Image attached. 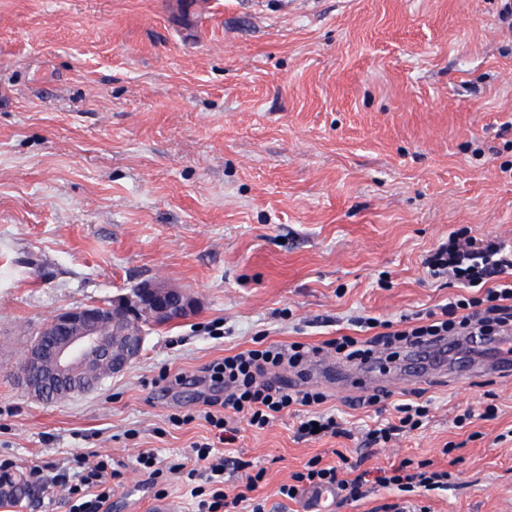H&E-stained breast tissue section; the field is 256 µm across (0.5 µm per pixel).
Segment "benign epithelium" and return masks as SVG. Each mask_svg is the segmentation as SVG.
I'll return each mask as SVG.
<instances>
[{
    "label": "benign epithelium",
    "instance_id": "benign-epithelium-1",
    "mask_svg": "<svg viewBox=\"0 0 512 512\" xmlns=\"http://www.w3.org/2000/svg\"><path fill=\"white\" fill-rule=\"evenodd\" d=\"M167 313L166 304L146 281L134 293H125L112 300L86 307L60 310L48 319L54 333L51 340L37 339L26 346V359L19 371L23 391L43 401L48 392L68 397L70 381L78 370L92 365H105L110 375L122 372L138 356L142 335L130 338L129 352L114 356L101 333L103 323L120 317L135 328L145 319L156 320Z\"/></svg>",
    "mask_w": 512,
    "mask_h": 512
}]
</instances>
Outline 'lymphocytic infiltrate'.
<instances>
[{
    "mask_svg": "<svg viewBox=\"0 0 512 512\" xmlns=\"http://www.w3.org/2000/svg\"><path fill=\"white\" fill-rule=\"evenodd\" d=\"M424 265L431 275H445L474 289V296L449 298L439 310L428 313L427 323L421 325L383 321L382 332L363 343L352 336L340 337L332 343L337 354L349 362L366 363L381 345L423 346L444 336H467L479 344L490 336L512 334V248L497 239L466 237L454 231L431 251ZM318 353V348L299 342L260 345L210 364L202 377L211 389L210 396L202 399L198 412L173 414L169 420L184 425L203 418L216 430L214 442L195 444V462L191 465H163L150 450L139 451L137 455V462L157 495H164L169 475L178 474L192 486L191 493L198 499L196 512H233L245 502L251 503V512H264L263 504L254 501L253 494L266 476L265 468L247 475L236 493H228L224 489V474L230 461L216 455L215 447L233 443L237 436L235 420L243 419L262 429L290 411L302 414L297 428L299 437L341 435V424L335 414L322 408L323 393L306 385L307 365ZM281 367L289 368L294 380L270 378V371ZM396 411V421L378 423L368 429V444L389 443L396 435L419 428L427 415L426 406L420 404H400ZM29 475L33 483L50 494L62 496L69 503L70 512H103L112 497V481L120 472L110 455L90 451L74 455L64 472L49 476L34 467ZM448 477L447 471L432 468L430 461L406 459L395 468L381 470L378 481L403 492L431 491L445 488ZM366 485L360 463L343 456L338 464L327 465L321 457L314 456L302 470L292 473L290 483L281 485L279 492L292 500L305 488L333 487L343 500L356 502L365 497Z\"/></svg>",
    "mask_w": 512,
    "mask_h": 512,
    "instance_id": "lymphocytic-infiltrate-1",
    "label": "lymphocytic infiltrate"
}]
</instances>
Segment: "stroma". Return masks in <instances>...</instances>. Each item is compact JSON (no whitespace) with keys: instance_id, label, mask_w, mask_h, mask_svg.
Returning <instances> with one entry per match:
<instances>
[{"instance_id":"obj_1","label":"stroma","mask_w":512,"mask_h":512,"mask_svg":"<svg viewBox=\"0 0 512 512\" xmlns=\"http://www.w3.org/2000/svg\"><path fill=\"white\" fill-rule=\"evenodd\" d=\"M500 0H0V461L54 473L94 450L120 465L110 512H146L135 456L186 461L211 437L200 375L255 339L322 343L360 317L425 313L452 290L425 255L463 229L512 244V34ZM154 278L197 306L150 330L124 372L42 402L13 374L49 316ZM348 433L301 441L288 415L226 455L266 467L265 512H512V377L432 376L350 402L312 373ZM429 405L383 448L366 429ZM496 418L481 419L487 400ZM478 417L456 427L462 409ZM451 455L442 452L446 443ZM375 472L432 460L445 490L372 485L343 503L281 484L313 456Z\"/></svg>"}]
</instances>
